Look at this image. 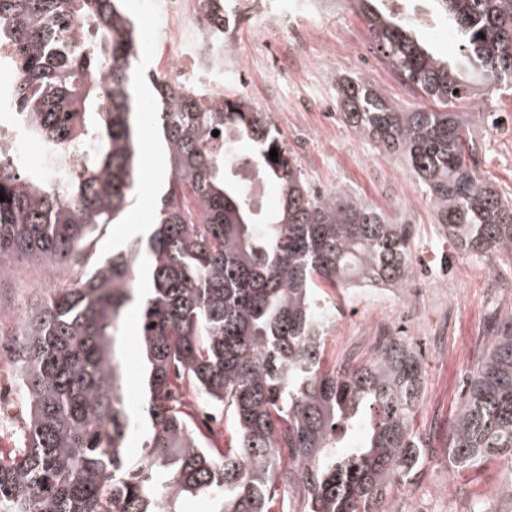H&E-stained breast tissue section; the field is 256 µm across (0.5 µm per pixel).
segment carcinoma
<instances>
[{
  "instance_id": "obj_1",
  "label": "carcinoma",
  "mask_w": 512,
  "mask_h": 512,
  "mask_svg": "<svg viewBox=\"0 0 512 512\" xmlns=\"http://www.w3.org/2000/svg\"><path fill=\"white\" fill-rule=\"evenodd\" d=\"M357 3L396 75L436 108L400 112L347 79L342 119L403 158L457 249L512 258V197L477 168L468 113L446 111L478 95L470 71L493 93L512 91V0H434L459 36L456 61L414 37L384 0ZM76 22L93 30L80 45L66 35ZM0 34L18 72L9 103L27 134L58 152L87 146L82 170L55 189L0 160V279L17 262L78 273L63 286L49 280L48 297L12 333L31 416L20 447L0 455V512H182L198 498L211 512H272L278 482L304 487L302 512H391L425 458L413 428L420 351L392 336L362 362L331 364L317 302L323 284L403 287L414 275L412 226L344 193L312 191L243 100L204 106L195 90L156 78L154 109L141 111L135 28L114 0H0ZM147 122L168 165L154 227L91 264L99 227L131 205ZM246 141L280 190L270 214L252 212L247 185L231 174ZM135 303L137 416L118 350ZM185 384L224 412L226 445L184 409ZM493 458L512 462V315L488 338L448 437L457 471ZM474 512H512V474Z\"/></svg>"
}]
</instances>
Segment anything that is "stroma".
Instances as JSON below:
<instances>
[{"instance_id":"35a3bbf8","label":"stroma","mask_w":512,"mask_h":512,"mask_svg":"<svg viewBox=\"0 0 512 512\" xmlns=\"http://www.w3.org/2000/svg\"><path fill=\"white\" fill-rule=\"evenodd\" d=\"M234 13L224 31L233 48L224 59V96L245 100L268 112L282 144L294 158L310 187L319 193L341 191L379 209L392 220L412 225L417 246L414 266L419 279L409 281L388 298H356L344 288L328 291L325 306L344 312L340 326H327L329 361H362L372 348L367 330L409 336L422 353V402L413 426L425 441L427 460L416 481L395 496L398 507L413 498L429 512L443 507L435 490L455 483L467 497L459 512H473L475 503L492 497L512 473V463L494 460L456 476L448 474V433L462 401L463 383L472 371L495 323L512 313V279L500 276L498 258L459 251L439 231L427 193L404 160L356 135L336 105V81L355 78L376 89L402 112L424 105L415 91L391 70L378 51L369 27L352 0H295L297 12L281 14L283 0H233ZM413 10L425 16L421 29L431 49L442 55L457 51L454 29L436 17L432 0H418ZM142 35L151 37V51L138 52L137 73L164 77L169 46L158 23L141 13L131 16ZM462 112H496L498 129L472 122L479 152L478 168L512 195V94H484L463 101ZM141 174L135 199L122 223L99 229L91 248L93 259L146 232L162 185L153 156V132L144 129ZM42 271L19 266L0 285V296L30 306L44 301Z\"/></svg>"}]
</instances>
